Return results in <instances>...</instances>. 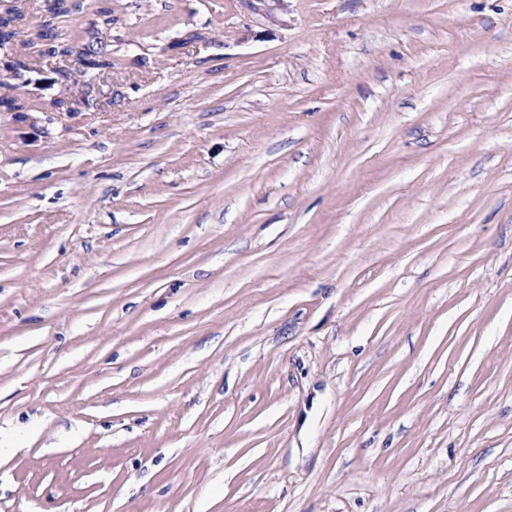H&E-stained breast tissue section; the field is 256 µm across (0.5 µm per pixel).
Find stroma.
Returning a JSON list of instances; mask_svg holds the SVG:
<instances>
[{"label": "stroma", "mask_w": 512, "mask_h": 512, "mask_svg": "<svg viewBox=\"0 0 512 512\" xmlns=\"http://www.w3.org/2000/svg\"><path fill=\"white\" fill-rule=\"evenodd\" d=\"M103 1L0 109V512H512V0Z\"/></svg>", "instance_id": "1"}]
</instances>
